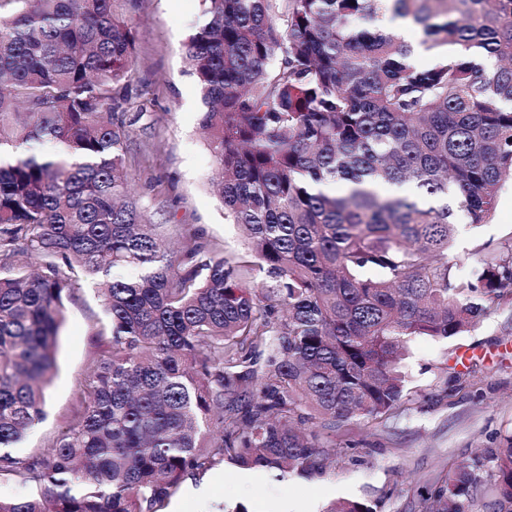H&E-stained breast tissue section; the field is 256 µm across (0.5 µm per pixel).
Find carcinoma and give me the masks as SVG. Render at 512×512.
<instances>
[{
	"label": "carcinoma",
	"mask_w": 512,
	"mask_h": 512,
	"mask_svg": "<svg viewBox=\"0 0 512 512\" xmlns=\"http://www.w3.org/2000/svg\"><path fill=\"white\" fill-rule=\"evenodd\" d=\"M0 14V512H164L229 463L321 475L312 429L375 420L411 393L417 337L512 302V247L448 265L458 220L512 184V0H202L188 73L224 217L249 251L162 245L124 173L133 27L120 0H9ZM416 29L434 62L379 25ZM61 146L54 154L30 148ZM98 290L107 349L53 449L11 452L46 417L64 299ZM512 512V436L456 466L425 512ZM327 512H375L344 499Z\"/></svg>",
	"instance_id": "carcinoma-1"
}]
</instances>
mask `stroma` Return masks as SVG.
Masks as SVG:
<instances>
[{
	"instance_id": "35a3bbf8",
	"label": "stroma",
	"mask_w": 512,
	"mask_h": 512,
	"mask_svg": "<svg viewBox=\"0 0 512 512\" xmlns=\"http://www.w3.org/2000/svg\"><path fill=\"white\" fill-rule=\"evenodd\" d=\"M135 28L132 83L139 91L126 107L129 137L125 170L148 220L172 226V243L187 234L214 244L232 258L246 251L237 225L226 223L212 185L213 159L200 130L204 106L188 73L184 45L202 20L201 0H124ZM512 244V188L499 197L491 223L463 230L448 262L473 272L484 255ZM103 306L91 282L65 301L57 347L58 371L49 387L47 418L20 446L23 456L47 453L72 419L86 378L105 340ZM414 396L389 415L324 430L332 463L309 479L275 480L253 471L241 484L224 464L186 478L167 512H275L285 501L298 512H323L340 498L371 501L377 512H419L423 497L460 462L501 447L512 434V304L494 307L474 328L437 342L419 337L406 362Z\"/></svg>"
}]
</instances>
